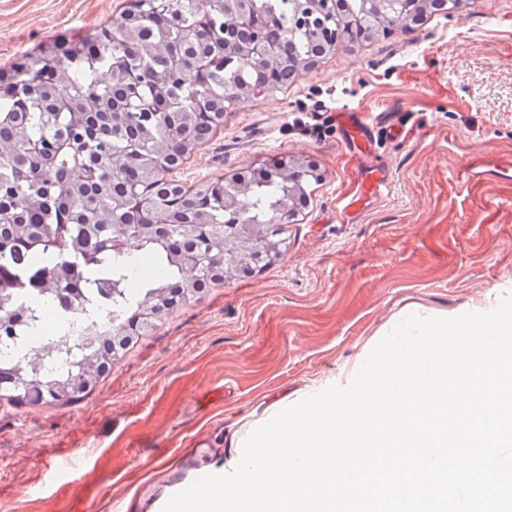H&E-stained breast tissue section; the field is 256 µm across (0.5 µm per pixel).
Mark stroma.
<instances>
[{"label": "stroma", "mask_w": 512, "mask_h": 512, "mask_svg": "<svg viewBox=\"0 0 512 512\" xmlns=\"http://www.w3.org/2000/svg\"><path fill=\"white\" fill-rule=\"evenodd\" d=\"M128 0H0V75L108 25ZM374 124L352 153L336 123ZM512 0H465L410 32L304 70L274 99L240 101L173 179L219 182L275 157L324 179L266 271L160 317L90 396L58 407L0 399V512H112L221 464L224 428L269 396L367 356L400 312L455 317L512 291ZM390 185L358 215L361 173Z\"/></svg>", "instance_id": "obj_1"}]
</instances>
